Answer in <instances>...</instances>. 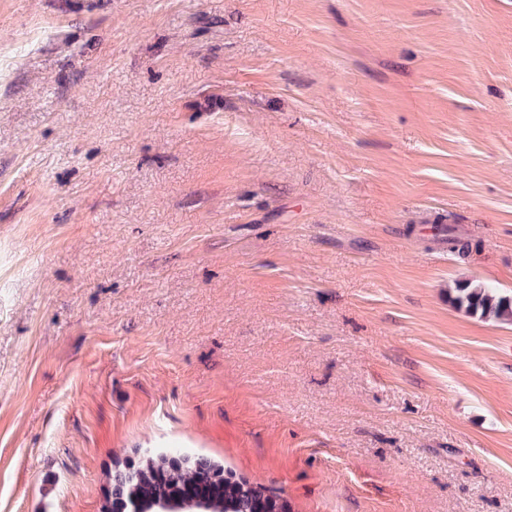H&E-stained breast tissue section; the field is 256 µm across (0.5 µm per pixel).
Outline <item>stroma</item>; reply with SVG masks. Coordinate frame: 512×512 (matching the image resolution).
Instances as JSON below:
<instances>
[{"instance_id": "35a3bbf8", "label": "stroma", "mask_w": 512, "mask_h": 512, "mask_svg": "<svg viewBox=\"0 0 512 512\" xmlns=\"http://www.w3.org/2000/svg\"><path fill=\"white\" fill-rule=\"evenodd\" d=\"M471 281L512 296V0H0V512L159 454L512 512ZM441 233H446L443 236L446 238H434V242L445 243L448 247V252L457 255L458 257H465L471 249L472 243L465 233L459 228L457 224H435Z\"/></svg>"}]
</instances>
